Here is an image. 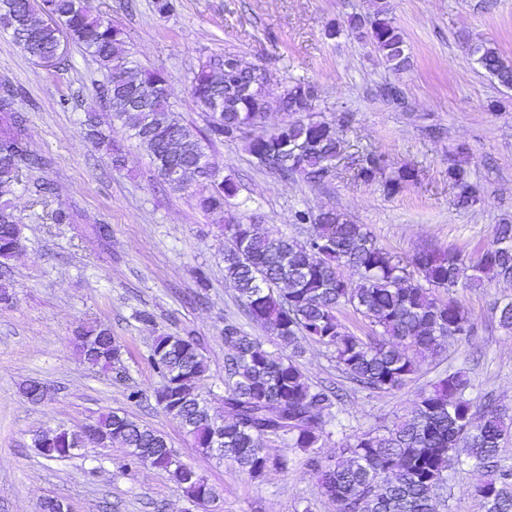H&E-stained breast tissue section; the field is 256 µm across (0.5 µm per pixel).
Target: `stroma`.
I'll list each match as a JSON object with an SVG mask.
<instances>
[{
	"instance_id": "obj_1",
	"label": "stroma",
	"mask_w": 512,
	"mask_h": 512,
	"mask_svg": "<svg viewBox=\"0 0 512 512\" xmlns=\"http://www.w3.org/2000/svg\"><path fill=\"white\" fill-rule=\"evenodd\" d=\"M86 5L124 32L138 66L167 73L171 103L198 128L207 120L191 102L190 77L210 57L231 51L266 66L273 97L290 81L318 85L315 116L335 122L344 142L324 184L282 181L259 169L240 142L211 150L212 162L238 186L236 214L251 217L260 230L278 227L296 237L293 210L335 209L368 225L380 246L408 257L427 246L471 254L495 225L512 222V89L482 70L466 47L480 37L512 60V0H390L413 62L400 74L370 43L326 35L329 25L366 13L369 0H176L164 18L153 0ZM0 78L12 83L16 108L28 117L30 150L47 161L28 174L29 190L12 199L22 247L11 263L12 301L0 306V512H42L49 497L73 512H200L164 471L132 464L120 446L64 461L46 459L34 446L43 430H77L117 409L164 434L186 464L222 491L216 512H336L304 453L267 439L275 464L252 477L200 453L155 403L146 359L153 338L194 331L208 359L199 390L219 395L221 330L225 318L242 315L224 281L222 217L197 207V183L172 190L121 125L112 129L121 164L85 138L80 122L101 112L107 79L78 47L47 70L0 31ZM387 83L400 87L405 107L380 95ZM461 149L481 198L469 212L455 210L448 180ZM370 151L384 155L388 169L415 168L418 181L390 197L379 182L357 180ZM42 183L53 186L52 195L38 192ZM57 209L70 211L72 223H53ZM95 224L108 226V235H94ZM454 297L472 314L475 335L423 354L419 372L400 390L350 393L338 412L341 425L319 455L347 459L354 435L384 432L411 410L421 388L450 370L469 373L473 402L493 397L512 416V333L500 327L496 311L512 300V283L460 288ZM139 310L153 313L154 323L136 320ZM87 322L111 329L122 347L120 364L104 370L81 360L72 336ZM29 381L47 387V397H23L19 387ZM281 458L286 467H277ZM452 458L440 512H483L473 463L460 448Z\"/></svg>"
}]
</instances>
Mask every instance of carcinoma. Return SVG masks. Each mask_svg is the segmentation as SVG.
<instances>
[{
  "instance_id": "1",
  "label": "carcinoma",
  "mask_w": 512,
  "mask_h": 512,
  "mask_svg": "<svg viewBox=\"0 0 512 512\" xmlns=\"http://www.w3.org/2000/svg\"><path fill=\"white\" fill-rule=\"evenodd\" d=\"M362 23L369 26L370 42L385 65L395 73L406 70L410 61L404 33L387 0H371L369 13L352 16L348 28ZM0 29L31 54L54 52L63 37L78 45L109 75L105 100L112 122L130 132L173 189L182 190L191 181L205 183L198 198L205 212H224L226 200L237 194V185L217 169L208 175L199 171L201 163H210L208 150L215 141L243 139L254 160L267 156L280 161L270 173L284 180L300 175L313 183L325 180L328 161L342 152L336 125L311 118L249 135L270 112L314 111L318 92L309 82H294L271 97L267 78L244 92L250 74L233 53L216 62L206 60L191 77L192 102L209 117L202 132L173 111L167 92L134 104L140 90L166 84L168 77L160 69L139 68L123 33L91 16L84 0H0ZM470 52L500 85L512 88V63L497 48L477 39ZM0 112L9 120L0 132V278L5 279L21 249L19 218L9 197L22 189L23 172L44 162L28 148L27 119L17 111L10 85L0 93ZM85 125L96 146L112 150L96 114H87ZM382 169V156L369 152L356 176L371 182ZM417 177L411 167L394 170L385 177L383 192L398 195ZM448 179L458 188L456 208H474L478 196L466 192L471 183L465 161L448 166ZM293 223L308 225L309 235L300 240L279 231L261 233L234 215L224 224L225 281L243 314L289 353L269 349L264 337L237 320H226L223 340L230 354L224 361L220 415L197 391L207 371L200 339L190 330L157 336L149 359L158 378V408L201 452L253 477L273 463L287 467V460L273 462L264 451L267 439H281L285 447L307 455V466L337 512H438L450 452L461 444L482 468L474 491L485 512H512V465L498 456L501 441L512 435V418L491 400L478 406L466 397L472 386L467 372L446 373L385 433L354 436L350 458L332 464L315 449L331 437L330 427L339 424L332 408L340 394L335 387L310 381L299 363L303 344L313 342L331 352L336 368L355 388L370 393L401 388L417 371L419 355L441 351L448 340L441 332L452 326L460 336L474 333L473 319L450 297L455 289L512 282V224L496 225L491 240L473 256L424 247L403 260L381 247L367 225L335 209L315 216L297 210ZM344 267L358 279H346ZM345 311L361 319V333L342 322ZM78 332L84 341L77 347L87 363L105 368L119 360L121 348L110 329L92 324ZM94 426L129 449L133 463L166 472L195 506L219 498L202 475L177 460L161 433L115 411L100 414ZM40 440L37 449L43 457L62 460L73 455L82 437L49 430Z\"/></svg>"
}]
</instances>
